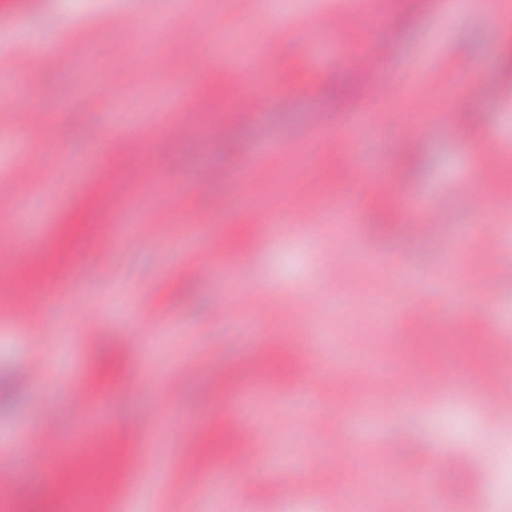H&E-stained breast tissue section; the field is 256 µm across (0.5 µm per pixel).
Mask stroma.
<instances>
[{"label":"stroma","mask_w":512,"mask_h":512,"mask_svg":"<svg viewBox=\"0 0 512 512\" xmlns=\"http://www.w3.org/2000/svg\"><path fill=\"white\" fill-rule=\"evenodd\" d=\"M311 14L346 52L377 43L387 70L411 75L388 126L352 129L351 113L376 109L369 80L316 51L301 25ZM160 18L163 46L148 61L156 75L148 81L133 58ZM510 36L512 12L492 26L476 14H449L448 0H367L359 13L350 0H191L179 11L173 0H21L19 9H0V179L15 181L0 205V243L65 296L45 302L32 321L26 289L0 291V450H17L50 404L49 458L108 428L111 451L76 512H512V393L500 395L496 420L484 421L468 353L449 359L447 342L467 335L464 309L485 305L486 339L512 344V277L490 268L482 292L463 290V254L478 216L461 190L475 173L491 184L483 216L499 232L488 247L512 267V86L479 106V124L434 116L437 102H453L472 79L452 61L470 59L498 78ZM204 37L213 58L188 54ZM72 40L85 45L78 64L64 49ZM46 42L54 53L29 73L26 55ZM246 49L263 56V80L237 64ZM218 82L219 111L184 130L178 153L144 125L149 113L189 103ZM262 84L296 94L260 126L227 125L224 108ZM33 112L39 124H30ZM311 112L325 117L312 134ZM129 137L146 144L152 175L202 179L223 168L239 177L213 185L206 200L184 196L155 238L129 237L123 199L132 189L131 156L119 147ZM261 141L274 154L261 169H245ZM410 147L421 158L413 168L401 162ZM373 172L438 207L443 222L431 237L373 233L377 202L365 195L353 225L319 221L322 201ZM252 177L280 198L276 223H257L243 208ZM106 210L114 223H99ZM242 225L246 246L214 257L209 278L200 279L204 243L226 241ZM390 278L396 288H386ZM381 299L396 308L388 326L369 315ZM228 304L239 316L224 317ZM421 311L431 318L423 348L413 339ZM255 336L283 351L322 337L325 359L354 370L392 338L397 347L381 366L398 380L396 395L380 402L372 387L340 377L307 398L298 385L255 375ZM451 366L454 387L409 404L415 374ZM173 376L178 393L165 410ZM72 377L92 396L85 408L67 405L63 383ZM254 385L260 394L246 411L252 434L225 453L234 393ZM358 410L375 434L358 456H338ZM457 454L479 475V490L452 489L437 466ZM245 457L256 466L243 475L235 466ZM326 457L333 466L323 465ZM1 478L24 492L27 512H75L61 487L30 470L0 469Z\"/></svg>","instance_id":"35a3bbf8"}]
</instances>
